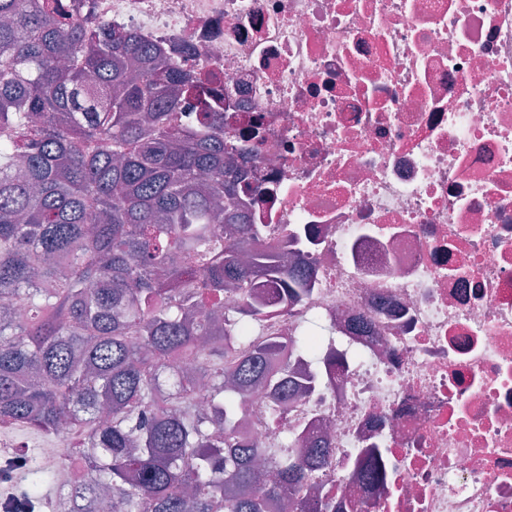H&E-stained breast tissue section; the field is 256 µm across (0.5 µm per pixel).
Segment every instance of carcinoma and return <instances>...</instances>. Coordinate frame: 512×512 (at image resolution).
<instances>
[{"instance_id": "1", "label": "carcinoma", "mask_w": 512, "mask_h": 512, "mask_svg": "<svg viewBox=\"0 0 512 512\" xmlns=\"http://www.w3.org/2000/svg\"><path fill=\"white\" fill-rule=\"evenodd\" d=\"M250 190L224 98L176 60L61 0H0V423L61 435L110 512H330L296 498L328 467L321 438L261 448L236 426L255 386L274 418L300 389L267 366L283 342L248 336L264 312L224 311V290H309L307 263L259 246ZM289 345L319 353L304 331ZM23 468L16 512H36L55 475Z\"/></svg>"}]
</instances>
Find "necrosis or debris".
<instances>
[{
	"instance_id": "1",
	"label": "necrosis or debris",
	"mask_w": 512,
	"mask_h": 512,
	"mask_svg": "<svg viewBox=\"0 0 512 512\" xmlns=\"http://www.w3.org/2000/svg\"><path fill=\"white\" fill-rule=\"evenodd\" d=\"M85 2L220 75L264 246L315 240L299 303L245 300L260 336L309 329L334 365L275 420L252 389L241 431L327 434L301 495L335 512H512V0Z\"/></svg>"
}]
</instances>
